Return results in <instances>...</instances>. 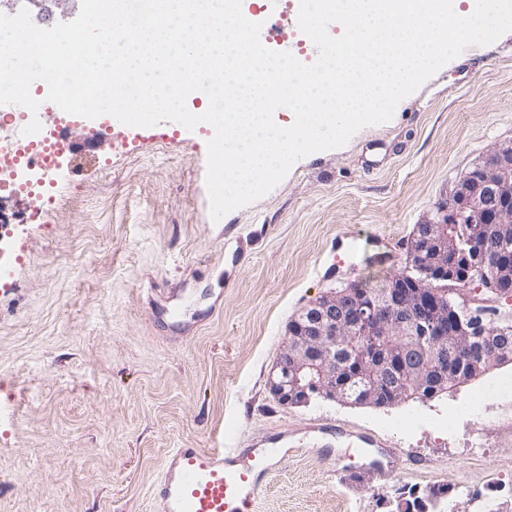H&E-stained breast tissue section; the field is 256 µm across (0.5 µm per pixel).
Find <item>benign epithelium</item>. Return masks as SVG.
<instances>
[{
    "mask_svg": "<svg viewBox=\"0 0 512 512\" xmlns=\"http://www.w3.org/2000/svg\"><path fill=\"white\" fill-rule=\"evenodd\" d=\"M451 224H492L460 246ZM512 141L496 145L416 227L405 268L381 296L366 299L354 283L320 295L288 326L270 390L279 403L307 406L316 399L349 406L387 408L411 398L448 393L512 361V315L483 309L465 317L448 302L456 282L479 283L512 297ZM459 358L457 372L448 360ZM438 486L427 499L407 500L399 512H428L448 498Z\"/></svg>",
    "mask_w": 512,
    "mask_h": 512,
    "instance_id": "7a95c632",
    "label": "benign epithelium"
}]
</instances>
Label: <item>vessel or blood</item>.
<instances>
[{
	"instance_id": "obj_1",
	"label": "vessel or blood",
	"mask_w": 512,
	"mask_h": 512,
	"mask_svg": "<svg viewBox=\"0 0 512 512\" xmlns=\"http://www.w3.org/2000/svg\"><path fill=\"white\" fill-rule=\"evenodd\" d=\"M276 455L273 448H176L153 496L163 512H253Z\"/></svg>"
}]
</instances>
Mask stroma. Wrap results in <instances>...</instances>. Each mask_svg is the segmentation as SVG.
Returning <instances> with one entry per match:
<instances>
[{
	"mask_svg": "<svg viewBox=\"0 0 512 512\" xmlns=\"http://www.w3.org/2000/svg\"><path fill=\"white\" fill-rule=\"evenodd\" d=\"M456 58L388 122L298 160L267 195L210 220L213 133L64 120L54 205L0 193V512H160L175 448L287 455L255 512H389L452 491L445 512H512V365L391 408L280 404L269 389L289 321L329 289L385 281L433 206L512 140V31ZM103 136L97 146L95 136ZM454 430L442 424L466 404ZM391 440L390 478L360 435Z\"/></svg>",
	"mask_w": 512,
	"mask_h": 512,
	"instance_id": "35a3bbf8",
	"label": "stroma"
}]
</instances>
